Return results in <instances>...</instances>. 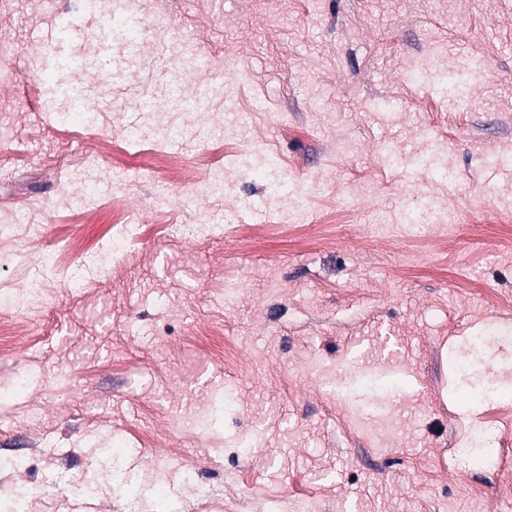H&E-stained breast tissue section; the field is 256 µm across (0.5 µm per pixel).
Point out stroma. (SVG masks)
I'll return each instance as SVG.
<instances>
[{"mask_svg": "<svg viewBox=\"0 0 512 512\" xmlns=\"http://www.w3.org/2000/svg\"><path fill=\"white\" fill-rule=\"evenodd\" d=\"M141 2L167 33L115 59L81 40L83 0H0L16 70L0 97V209L28 203L43 224L34 238L0 232V324L15 336L0 348V458L20 462L16 479L59 490L110 444L134 477L168 474L183 512L307 501L315 512H512L500 489L512 453L499 447L512 435V337L469 344L512 330V164L488 159L512 155V0ZM60 16L75 26L48 45L42 30ZM172 34L235 60L238 82L205 108L248 113L246 137L308 190L307 223L254 215L270 191L246 176L232 193L192 198L128 139L132 120L148 129L166 113L188 130L171 156L200 176L240 147L229 130L216 146L171 99ZM72 51L99 60L81 78L98 104L81 136L58 120L54 61ZM434 53L445 74L407 81ZM475 58L487 67L463 105L452 79ZM437 145L450 179L389 160ZM84 164L101 199L126 168L133 254L120 272L15 312L11 296L68 221L61 198L88 197L69 179ZM162 193L176 203L164 215ZM418 196L447 223H404ZM201 210L218 226L207 238L187 232ZM228 391L236 405L217 411ZM472 437L486 440L484 458L464 454ZM186 468L212 496L182 483Z\"/></svg>", "mask_w": 512, "mask_h": 512, "instance_id": "stroma-1", "label": "stroma"}]
</instances>
